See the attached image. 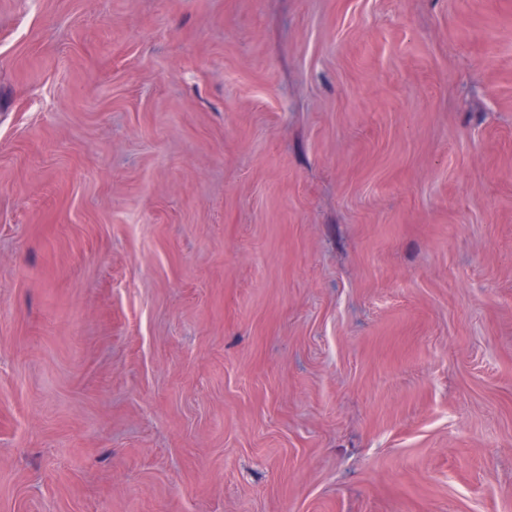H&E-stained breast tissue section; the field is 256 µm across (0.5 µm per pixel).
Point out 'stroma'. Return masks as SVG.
Masks as SVG:
<instances>
[{"instance_id":"35a3bbf8","label":"stroma","mask_w":512,"mask_h":512,"mask_svg":"<svg viewBox=\"0 0 512 512\" xmlns=\"http://www.w3.org/2000/svg\"><path fill=\"white\" fill-rule=\"evenodd\" d=\"M0 512H512V0H0Z\"/></svg>"}]
</instances>
